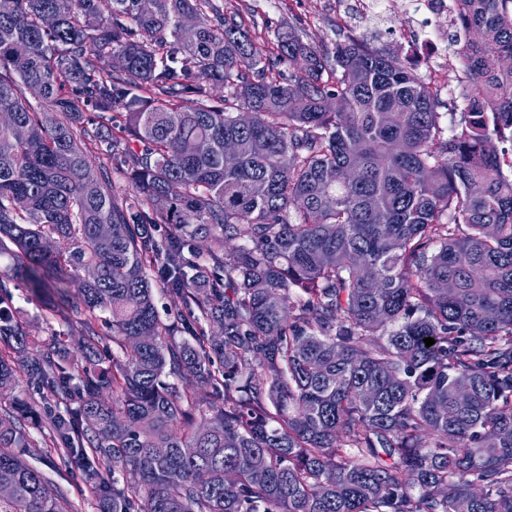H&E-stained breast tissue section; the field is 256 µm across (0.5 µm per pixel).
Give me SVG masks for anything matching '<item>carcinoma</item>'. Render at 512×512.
Listing matches in <instances>:
<instances>
[{
    "instance_id": "cac0c4a2",
    "label": "carcinoma",
    "mask_w": 512,
    "mask_h": 512,
    "mask_svg": "<svg viewBox=\"0 0 512 512\" xmlns=\"http://www.w3.org/2000/svg\"><path fill=\"white\" fill-rule=\"evenodd\" d=\"M456 2L475 93L447 135L363 40L279 33L283 80L212 0H0V255L106 327L34 353L0 285V512H77L30 424L98 512H512V0ZM117 106L134 206L83 143L112 151ZM32 447L26 459L36 466L59 492L76 505L78 512H97L95 500L83 475L74 468L65 466L57 455L52 454L51 462L46 459V442L44 434L32 430Z\"/></svg>"
}]
</instances>
